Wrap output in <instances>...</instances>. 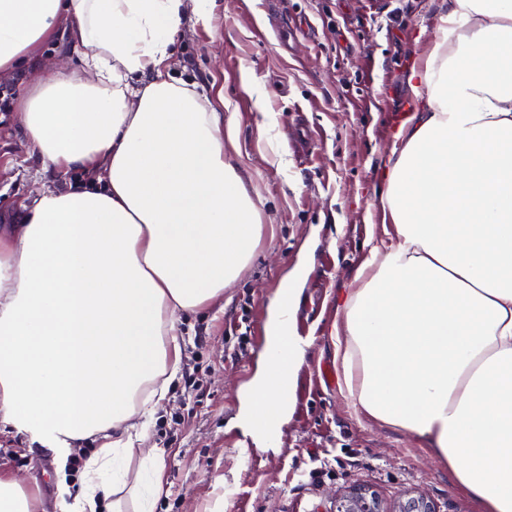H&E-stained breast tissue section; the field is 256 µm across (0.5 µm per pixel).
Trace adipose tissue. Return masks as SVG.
<instances>
[{
	"label": "adipose tissue",
	"mask_w": 512,
	"mask_h": 512,
	"mask_svg": "<svg viewBox=\"0 0 512 512\" xmlns=\"http://www.w3.org/2000/svg\"><path fill=\"white\" fill-rule=\"evenodd\" d=\"M208 0H0V74L66 27L80 70L30 82L19 123L43 169L90 173L0 232V429L67 454L99 442L69 512H118L125 454L178 374L179 315L223 297L261 216L224 143L228 103L174 77ZM380 174L393 224L338 300L336 362L364 416L425 441L479 512H512V0H439ZM295 279L239 425L285 416L302 348Z\"/></svg>",
	"instance_id": "ef3b65f1"
}]
</instances>
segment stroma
<instances>
[{
	"label": "stroma",
	"instance_id": "stroma-1",
	"mask_svg": "<svg viewBox=\"0 0 512 512\" xmlns=\"http://www.w3.org/2000/svg\"><path fill=\"white\" fill-rule=\"evenodd\" d=\"M436 11L437 0H210L206 19L185 16L172 73L230 100L237 141L227 155L245 166L263 231L223 298L177 323L182 355L194 358L204 387L193 395L177 378L128 455L133 474L163 461L153 512H213L219 500L224 512H333L354 487L387 508L408 494L436 512H476L422 440L361 417L324 377L336 365V297L354 288L369 236L391 227L379 171L405 113L406 72L430 43ZM68 183L42 168L14 111H0V226L17 223L35 190ZM301 265L293 329L308 345L288 416L275 446L243 452L241 393L258 371L271 303ZM0 471L15 474L41 512H67L59 488L81 475L21 435L0 436Z\"/></svg>",
	"mask_w": 512,
	"mask_h": 512
}]
</instances>
